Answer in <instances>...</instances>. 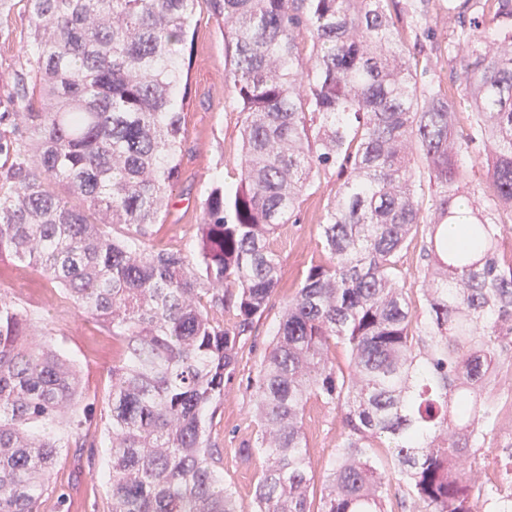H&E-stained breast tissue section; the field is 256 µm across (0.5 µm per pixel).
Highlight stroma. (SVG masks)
<instances>
[{"instance_id": "35a3bbf8", "label": "stroma", "mask_w": 512, "mask_h": 512, "mask_svg": "<svg viewBox=\"0 0 512 512\" xmlns=\"http://www.w3.org/2000/svg\"><path fill=\"white\" fill-rule=\"evenodd\" d=\"M429 31L404 22L399 37L406 46L421 50L419 66L434 75L450 97L460 92L458 67L447 47L459 30L458 16L448 10V0H432ZM31 18L25 0H14L8 32L0 36V72L7 74L23 62L20 48L26 41ZM227 64L224 28L209 10L196 16L193 57L188 71L189 103L185 109L181 175L165 202L160 224L154 225L152 249L189 253L202 221V201L213 181L236 186L241 155L242 115L237 93L224 80ZM335 173L321 175L304 191L294 222L281 225L270 239L280 260V284L270 297L255 333L239 354L237 378L225 390L213 427V437L224 453V480L238 490L243 504H250L254 484L265 462L260 455L243 458L241 451L253 446L257 435L255 397L250 387L264 351L284 308L299 287L310 265L325 259L320 226L327 206L336 195ZM0 296L38 312L41 323L61 342L81 374L83 390L104 406L111 388L110 369L122 352L120 341L101 324L87 317L47 279L25 264L0 261ZM303 432L315 475H322L341 441V428L332 408L310 402L303 416ZM94 462L69 452L62 454L52 474L56 487L73 493L71 512H112L101 474L107 460L99 448V429H91Z\"/></svg>"}]
</instances>
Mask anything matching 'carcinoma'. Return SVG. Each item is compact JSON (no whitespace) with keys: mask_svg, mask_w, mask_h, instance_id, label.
Wrapping results in <instances>:
<instances>
[{"mask_svg":"<svg viewBox=\"0 0 512 512\" xmlns=\"http://www.w3.org/2000/svg\"><path fill=\"white\" fill-rule=\"evenodd\" d=\"M470 2L450 99L391 47L401 16L386 0H27L25 62L0 112V260L27 263L122 342L101 419L112 512H245L213 419L279 285L270 237L331 170L326 260L251 384L256 447L240 453L265 468L250 512H393L392 477L412 512H512L498 483L470 479L512 359V0L468 15ZM204 4L227 24L242 161L235 188L208 191L190 261L145 243L180 175L189 29ZM476 139L493 145L477 189L465 166ZM417 236L419 312L398 269ZM37 323L0 298V512H42L54 465L84 453L93 420L56 339L30 341ZM312 400L343 428L316 511Z\"/></svg>","mask_w":512,"mask_h":512,"instance_id":"1","label":"carcinoma"}]
</instances>
